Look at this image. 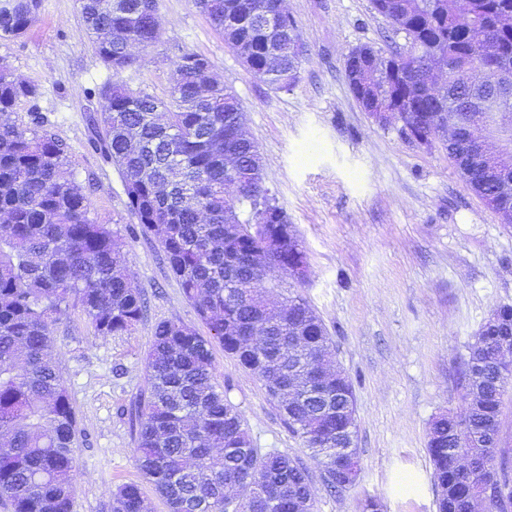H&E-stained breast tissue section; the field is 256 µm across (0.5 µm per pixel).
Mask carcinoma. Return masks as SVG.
<instances>
[{
  "label": "carcinoma",
  "mask_w": 512,
  "mask_h": 512,
  "mask_svg": "<svg viewBox=\"0 0 512 512\" xmlns=\"http://www.w3.org/2000/svg\"><path fill=\"white\" fill-rule=\"evenodd\" d=\"M144 0H79L86 32L99 57L118 71L135 63L134 45L158 37L157 20ZM390 20V53L384 69L367 79L366 94L399 109L411 108L422 121L413 134L428 139L434 120L451 118L466 136L482 97L512 85V0H372ZM38 0L0 5V38L24 33L34 22ZM196 6L247 66L278 91L295 85L299 67L288 42L277 66L267 45L275 34L258 15L284 13L283 0H195ZM126 34L110 39L104 33ZM203 55L182 54L168 100L111 83L100 124L106 152L122 174L129 207L138 222L160 234L161 246L184 297L209 326L212 338L176 321L157 324L146 354L148 396L138 405L134 455L145 479L166 499L170 512H227L229 489L242 491L240 512H314L309 475L294 460L253 446L238 408L215 382L211 339L224 346L267 390L288 395L283 407L289 428L305 437L322 463L323 443L356 428V418L336 405L356 401L346 373L329 375L326 409L306 400L316 357L335 356L320 317L299 296L283 297L279 284L263 289L272 271L288 275L306 257L294 230L275 251L240 225L255 211L269 215L265 231L277 236L288 223L270 197L262 157L243 129L236 93L196 69ZM439 79L431 91L415 93L429 69ZM480 72L487 80L476 84ZM34 94L0 64V499L14 512H72V477L77 465V421L49 324L77 298L98 337L124 336L142 317L144 302L127 267L126 244L107 225L89 216L87 198L72 184L65 145L52 134L11 120L16 101ZM457 164L470 173L481 199L512 207L496 193L480 164L459 148ZM490 332L475 336L466 363L468 413L449 415L430 426L428 453L437 512H467V499L483 482L464 473L462 461L491 462L484 429L497 425L501 399L479 364L500 342ZM304 364L301 389H288V368ZM497 477L499 495L489 512L512 503L506 467ZM112 512H147L136 483L112 494Z\"/></svg>",
  "instance_id": "obj_1"
}]
</instances>
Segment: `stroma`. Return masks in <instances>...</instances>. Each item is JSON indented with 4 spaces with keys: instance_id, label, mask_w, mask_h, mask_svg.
Instances as JSON below:
<instances>
[{
    "instance_id": "obj_1",
    "label": "stroma",
    "mask_w": 512,
    "mask_h": 512,
    "mask_svg": "<svg viewBox=\"0 0 512 512\" xmlns=\"http://www.w3.org/2000/svg\"><path fill=\"white\" fill-rule=\"evenodd\" d=\"M307 53L288 92L272 89L224 44L194 0H156V41L135 47L116 72L97 55L78 0H38L35 22L0 39V59L36 93L13 118L61 140L91 218L126 242L128 269L145 301L126 336L101 338L80 306L50 326L79 421L73 512H112V492L140 483L151 512H169L137 467L135 412L148 389L145 358L158 322L208 335L185 299L157 237L132 214L122 177L92 122L100 90L123 83L164 99L175 64L193 51L240 98L245 132L257 144L263 180L302 240L310 276L280 282L325 324L336 361L356 394L357 483L326 490L324 472L293 434L263 382L214 344L216 381L248 425L255 447L303 467L317 512H436L427 451L431 421L465 418L462 371L476 332L493 309L512 305V224L477 197L448 146L415 145L398 124L375 125L345 72L356 46L383 47L390 21L371 0H285Z\"/></svg>"
}]
</instances>
